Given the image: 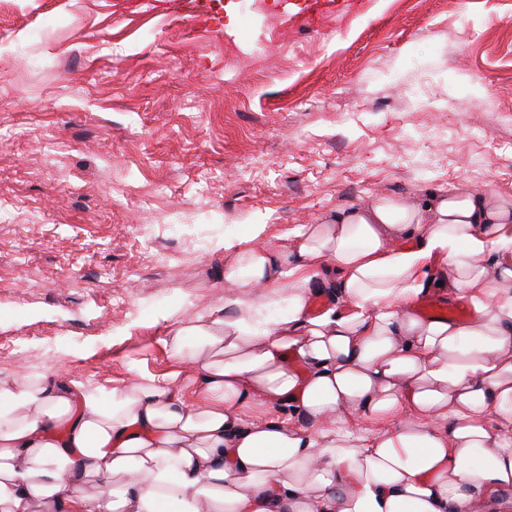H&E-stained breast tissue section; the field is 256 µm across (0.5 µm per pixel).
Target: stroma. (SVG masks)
Masks as SVG:
<instances>
[{
  "mask_svg": "<svg viewBox=\"0 0 512 512\" xmlns=\"http://www.w3.org/2000/svg\"><path fill=\"white\" fill-rule=\"evenodd\" d=\"M0 0V377L190 393L235 249L512 198V0Z\"/></svg>",
  "mask_w": 512,
  "mask_h": 512,
  "instance_id": "1",
  "label": "stroma"
}]
</instances>
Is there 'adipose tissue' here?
<instances>
[{
    "instance_id": "1",
    "label": "adipose tissue",
    "mask_w": 512,
    "mask_h": 512,
    "mask_svg": "<svg viewBox=\"0 0 512 512\" xmlns=\"http://www.w3.org/2000/svg\"><path fill=\"white\" fill-rule=\"evenodd\" d=\"M325 271L346 306L313 315ZM224 280L170 338L191 398L0 378V512H512V200L378 197ZM438 286L470 322L413 313Z\"/></svg>"
}]
</instances>
